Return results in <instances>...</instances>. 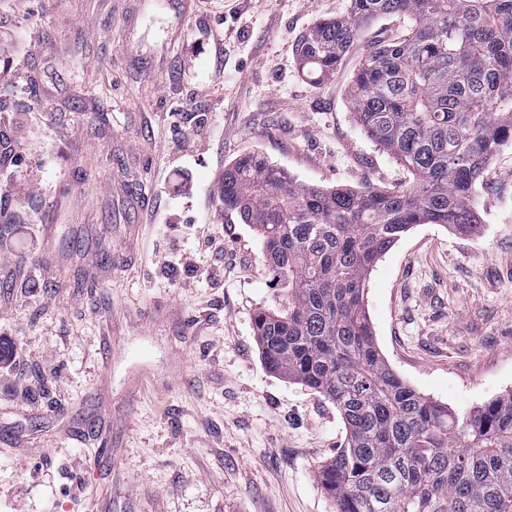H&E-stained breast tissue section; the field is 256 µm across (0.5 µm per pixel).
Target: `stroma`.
Returning a JSON list of instances; mask_svg holds the SVG:
<instances>
[{
  "instance_id": "stroma-1",
  "label": "stroma",
  "mask_w": 512,
  "mask_h": 512,
  "mask_svg": "<svg viewBox=\"0 0 512 512\" xmlns=\"http://www.w3.org/2000/svg\"><path fill=\"white\" fill-rule=\"evenodd\" d=\"M178 2L0 0V133L20 158L0 171V346L23 349L0 369V512H336L317 471L345 426L261 361L254 316L282 298L224 214V168L260 153L308 185H408L348 99L405 23L365 25L314 85L296 44L349 0H228L218 58ZM475 206L479 232L404 233L366 294L391 369L458 412L512 390V143Z\"/></svg>"
}]
</instances>
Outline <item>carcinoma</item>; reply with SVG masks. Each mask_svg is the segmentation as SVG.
<instances>
[{
    "label": "carcinoma",
    "instance_id": "obj_1",
    "mask_svg": "<svg viewBox=\"0 0 512 512\" xmlns=\"http://www.w3.org/2000/svg\"><path fill=\"white\" fill-rule=\"evenodd\" d=\"M388 15L406 32L362 57L350 109L412 182L305 185L249 153L224 168V212L258 236L282 290L254 320L265 366L344 422L319 468L336 512H512V391L463 413L418 393L382 357L365 305L375 265L413 225L479 229L475 186L512 141V0H349L297 44L304 76L335 74L361 27Z\"/></svg>",
    "mask_w": 512,
    "mask_h": 512
}]
</instances>
